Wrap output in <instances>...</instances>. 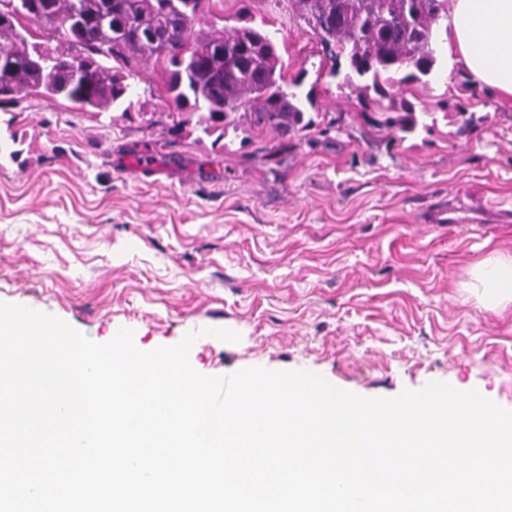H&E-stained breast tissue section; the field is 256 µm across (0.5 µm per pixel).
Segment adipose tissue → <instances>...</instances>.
Returning a JSON list of instances; mask_svg holds the SVG:
<instances>
[{
    "label": "adipose tissue",
    "instance_id": "adipose-tissue-1",
    "mask_svg": "<svg viewBox=\"0 0 512 512\" xmlns=\"http://www.w3.org/2000/svg\"><path fill=\"white\" fill-rule=\"evenodd\" d=\"M438 44L447 69L462 68L474 86L512 100V0H448ZM475 275L487 304L512 302V258L488 257Z\"/></svg>",
    "mask_w": 512,
    "mask_h": 512
}]
</instances>
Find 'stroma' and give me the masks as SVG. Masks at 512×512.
Here are the masks:
<instances>
[{"instance_id":"1","label":"stroma","mask_w":512,"mask_h":512,"mask_svg":"<svg viewBox=\"0 0 512 512\" xmlns=\"http://www.w3.org/2000/svg\"><path fill=\"white\" fill-rule=\"evenodd\" d=\"M253 15L314 90L313 126L277 156L267 134L169 135L150 66L127 118L43 94L0 105L18 152L0 158V302L100 344L131 329L143 352L197 333L206 376L306 369L369 398L436 381L512 410V303L469 288L490 251L512 256V102L457 69L397 89L414 132L371 128L386 103L320 71L291 0ZM167 138L152 170L135 163Z\"/></svg>"}]
</instances>
